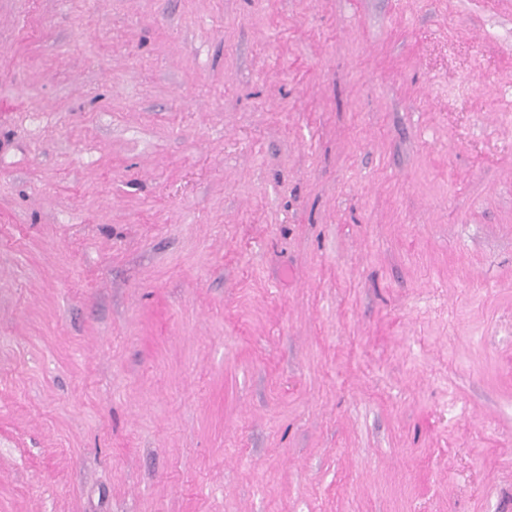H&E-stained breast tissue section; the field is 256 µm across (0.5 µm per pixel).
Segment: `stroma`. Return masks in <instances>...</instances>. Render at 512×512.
<instances>
[{
    "mask_svg": "<svg viewBox=\"0 0 512 512\" xmlns=\"http://www.w3.org/2000/svg\"><path fill=\"white\" fill-rule=\"evenodd\" d=\"M0 512H512V0H0Z\"/></svg>",
    "mask_w": 512,
    "mask_h": 512,
    "instance_id": "35a3bbf8",
    "label": "stroma"
}]
</instances>
